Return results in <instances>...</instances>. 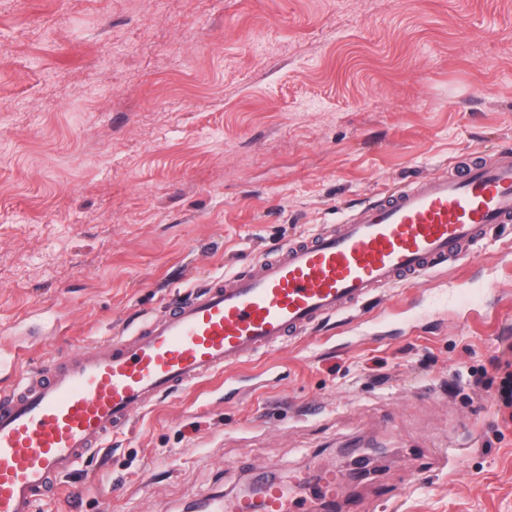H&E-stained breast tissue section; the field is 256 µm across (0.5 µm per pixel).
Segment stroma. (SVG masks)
<instances>
[{
	"mask_svg": "<svg viewBox=\"0 0 512 512\" xmlns=\"http://www.w3.org/2000/svg\"><path fill=\"white\" fill-rule=\"evenodd\" d=\"M0 391L386 188L512 144V0H0ZM464 287L496 315L462 307ZM512 224L163 397L69 512H194L252 471L343 512H512Z\"/></svg>",
	"mask_w": 512,
	"mask_h": 512,
	"instance_id": "1",
	"label": "stroma"
}]
</instances>
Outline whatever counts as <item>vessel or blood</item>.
Listing matches in <instances>:
<instances>
[{"label": "vessel or blood", "instance_id": "b4317fda", "mask_svg": "<svg viewBox=\"0 0 512 512\" xmlns=\"http://www.w3.org/2000/svg\"><path fill=\"white\" fill-rule=\"evenodd\" d=\"M512 223V154L390 188L328 230L300 237L251 269L171 299L125 336L68 351L0 394V512H36L135 410L235 367L286 337L344 314L372 292L416 285ZM223 512H289L263 483Z\"/></svg>", "mask_w": 512, "mask_h": 512}]
</instances>
